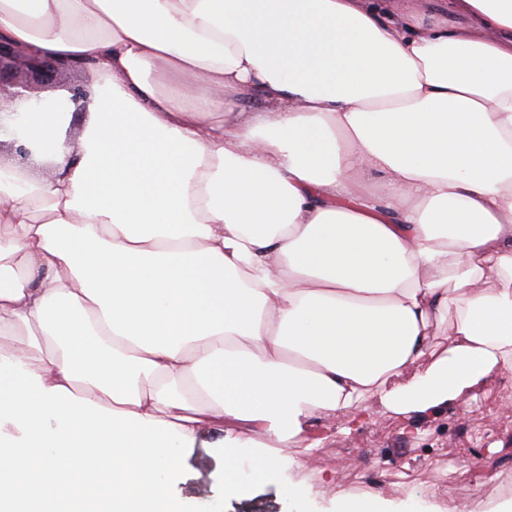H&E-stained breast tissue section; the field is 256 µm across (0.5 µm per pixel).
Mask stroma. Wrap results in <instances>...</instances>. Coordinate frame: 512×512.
<instances>
[{
  "instance_id": "stroma-1",
  "label": "stroma",
  "mask_w": 512,
  "mask_h": 512,
  "mask_svg": "<svg viewBox=\"0 0 512 512\" xmlns=\"http://www.w3.org/2000/svg\"><path fill=\"white\" fill-rule=\"evenodd\" d=\"M510 391L512 371H505L479 394L458 396L409 432L403 431L399 416L368 398L369 415L355 430L342 433L335 418H314L308 432L320 439V447L287 449L288 459L275 478L256 482L242 477L233 493L224 489V451L213 431L183 449L170 478L172 497L182 512H337L330 487L346 483L354 468L360 476L349 486L356 493L391 478L384 493L390 512H419L429 504L438 512H456L462 502L470 512H490L493 497L512 498V409L502 403ZM464 460L511 480L498 494L485 493L480 478L462 476ZM289 481L303 486V498L288 499L282 486Z\"/></svg>"
}]
</instances>
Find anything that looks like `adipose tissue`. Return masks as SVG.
I'll list each match as a JSON object with an SVG mask.
<instances>
[{
	"instance_id": "1",
	"label": "adipose tissue",
	"mask_w": 512,
	"mask_h": 512,
	"mask_svg": "<svg viewBox=\"0 0 512 512\" xmlns=\"http://www.w3.org/2000/svg\"><path fill=\"white\" fill-rule=\"evenodd\" d=\"M0 41L100 79L77 141L0 114L53 171L0 166V512H179L224 418L231 492L512 367V0H0Z\"/></svg>"
}]
</instances>
